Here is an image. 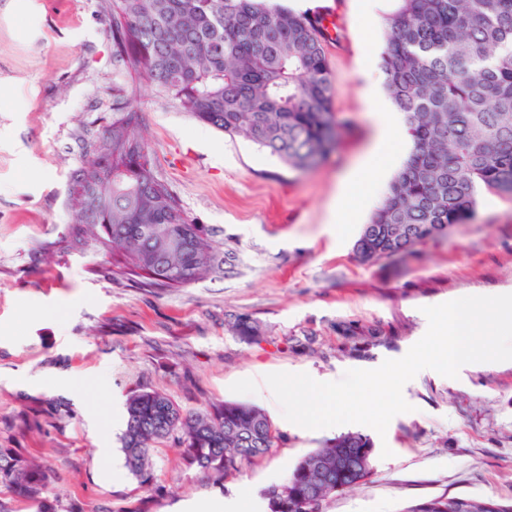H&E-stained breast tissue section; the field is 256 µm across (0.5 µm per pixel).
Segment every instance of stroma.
I'll use <instances>...</instances> for the list:
<instances>
[{"label": "stroma", "mask_w": 512, "mask_h": 512, "mask_svg": "<svg viewBox=\"0 0 512 512\" xmlns=\"http://www.w3.org/2000/svg\"><path fill=\"white\" fill-rule=\"evenodd\" d=\"M362 0H307L330 10L327 48L344 122L318 167L290 169L136 87L141 133L158 176L221 243L224 271L181 288H147L112 255L70 245L68 179L83 141L112 119V40L100 0H0V448H22L46 476L48 512H221L279 484L341 428L301 432L255 390L274 372L323 381L402 358L426 333L422 309L512 292V195L486 193L472 223L406 262L361 263L353 248L394 169L370 172L350 223L329 217L340 178L373 138L365 68L384 43ZM260 338L241 340L238 319ZM149 387L186 410L213 401L262 408L279 448L218 485L168 441L150 483L128 470L121 436L129 393ZM409 412L385 434L361 427L374 474L324 512H406L445 495L512 504V362L403 387ZM392 455L382 458V448Z\"/></svg>", "instance_id": "stroma-1"}]
</instances>
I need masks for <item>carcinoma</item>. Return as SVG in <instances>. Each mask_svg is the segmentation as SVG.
<instances>
[{"instance_id": "obj_1", "label": "carcinoma", "mask_w": 512, "mask_h": 512, "mask_svg": "<svg viewBox=\"0 0 512 512\" xmlns=\"http://www.w3.org/2000/svg\"><path fill=\"white\" fill-rule=\"evenodd\" d=\"M380 52L384 88L404 117L412 149L385 198L362 225L363 262L403 258L439 240L443 225L468 224L486 191L512 195V0H398ZM116 76L112 121L83 146L67 198L82 246L122 252L144 285L179 288L224 270L207 241L155 174L138 133L133 85L194 120L242 136L296 171L336 148L335 78L319 17L271 0H104ZM126 466L152 479L151 450L176 438L186 463L218 484L272 454L280 434L260 408L217 401L185 412L143 387L126 404ZM373 447L345 433L302 456L263 491L268 512H323L338 492L369 480ZM0 486L42 512L45 475L20 448H0ZM406 512H455L445 496Z\"/></svg>"}]
</instances>
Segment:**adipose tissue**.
I'll list each match as a JSON object with an SVG mask.
<instances>
[{
    "label": "adipose tissue",
    "mask_w": 512,
    "mask_h": 512,
    "mask_svg": "<svg viewBox=\"0 0 512 512\" xmlns=\"http://www.w3.org/2000/svg\"><path fill=\"white\" fill-rule=\"evenodd\" d=\"M365 92L373 114L374 145L363 156L358 167L344 174L340 180V206L346 212L355 210L367 180V173L384 162L387 146L400 145L407 148L411 145L406 135L404 119L383 93L375 73H368Z\"/></svg>",
    "instance_id": "ef3b65f1"
}]
</instances>
